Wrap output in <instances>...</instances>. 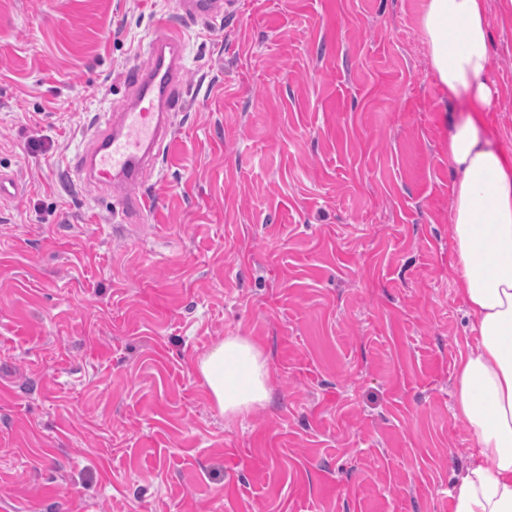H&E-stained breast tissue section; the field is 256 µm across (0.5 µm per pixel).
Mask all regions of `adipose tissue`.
Wrapping results in <instances>:
<instances>
[{"instance_id": "adipose-tissue-1", "label": "adipose tissue", "mask_w": 512, "mask_h": 512, "mask_svg": "<svg viewBox=\"0 0 512 512\" xmlns=\"http://www.w3.org/2000/svg\"><path fill=\"white\" fill-rule=\"evenodd\" d=\"M419 25L441 89L465 105L448 136L450 218L455 284L476 336L456 363L454 398L475 452L454 486L453 512H512V152L485 125L499 97L492 17L487 0H426ZM197 369L224 415L268 399L267 363L250 338L225 337Z\"/></svg>"}]
</instances>
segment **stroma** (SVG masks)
<instances>
[{"label":"stroma","mask_w":512,"mask_h":512,"mask_svg":"<svg viewBox=\"0 0 512 512\" xmlns=\"http://www.w3.org/2000/svg\"><path fill=\"white\" fill-rule=\"evenodd\" d=\"M425 0H240L185 25V109L130 226L72 165L175 0H0V503L65 512H452L473 323L454 283L453 112ZM486 124L512 150V14ZM256 341L221 414L198 359ZM198 373L225 416L242 414L268 400V368L261 347L243 336H227L198 361Z\"/></svg>","instance_id":"stroma-1"}]
</instances>
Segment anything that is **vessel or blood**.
I'll list each match as a JSON object with an SVG mask.
<instances>
[{"mask_svg":"<svg viewBox=\"0 0 512 512\" xmlns=\"http://www.w3.org/2000/svg\"><path fill=\"white\" fill-rule=\"evenodd\" d=\"M178 5L187 18L237 10V0H178ZM182 49V27L170 19H158L147 48L148 64L131 67L123 75L135 90L134 99L121 105L112 120L95 130L75 161L84 182L113 189L123 213L133 217L150 211L157 202L156 197L139 193L138 188L171 132L170 115L184 106Z\"/></svg>","mask_w":512,"mask_h":512,"instance_id":"obj_1","label":"vessel or blood"}]
</instances>
